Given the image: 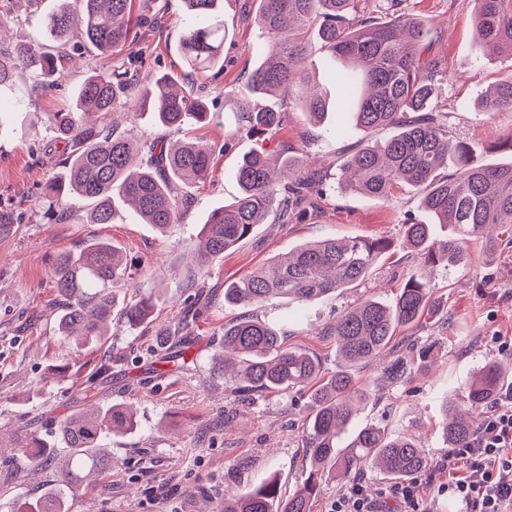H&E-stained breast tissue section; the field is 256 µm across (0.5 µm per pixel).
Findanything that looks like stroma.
Returning <instances> with one entry per match:
<instances>
[{
	"mask_svg": "<svg viewBox=\"0 0 512 512\" xmlns=\"http://www.w3.org/2000/svg\"><path fill=\"white\" fill-rule=\"evenodd\" d=\"M57 5L58 0H0V48L13 51L44 41L42 20ZM403 6L443 30L429 52L443 60L449 78L437 87L434 100L450 112L456 135L481 163L512 161V154L488 149L490 142L512 134V111L487 115L476 108L487 88L512 72V57L493 51L478 37L471 0H404ZM181 16V0H168L167 23L130 45L141 72L182 71ZM224 20L230 30L224 68L194 84L208 97L216 119L191 130L217 147L214 177L192 187L191 206L163 235L152 225L138 223L122 204L109 224L88 223V205L79 199L73 200L70 217L62 224L43 223L35 213L43 185L61 172L58 156L46 152L54 138L50 119L73 105L87 75L108 66V58L88 46L63 61L54 86L45 87L36 72L24 69L12 88L0 90L5 99L19 90L28 95L24 108L0 114V203L24 216L12 234L0 238V492L19 485L35 497L58 481L51 466L37 475L17 473L18 453L12 444L19 430L56 448L58 416L80 404L117 403L132 408L137 426L105 440L112 469L100 487L71 498L70 512H224L225 493H243L270 479L281 495H288L311 468L305 448L309 393H266L247 400L232 382L213 374L211 358L221 349L224 325L241 313L225 304V285L312 240H389L391 249L362 287L307 304L277 298L256 309L262 319L282 328L286 345L312 354L323 371L331 372L338 359L336 340L327 329L339 312L370 296L394 299L417 263L401 240L405 218L432 221L421 205L420 189L402 187L389 201L336 191L321 201L310 220L257 225L249 238L188 282L202 223L210 211L237 195L236 168L255 147L246 138L228 145L224 137L236 125L231 101L248 95L249 75L264 57L263 42L254 26L241 21L239 0H224ZM313 63L318 89L330 102L322 126H313L286 96L267 100L284 114L268 148L293 158L303 173L335 162L349 143L382 137L381 132L357 128L346 137L335 135L337 123L350 121L341 110L343 91L336 80L341 63L320 50ZM20 129L26 130V139L17 138ZM95 239L111 241L134 266L119 299L153 288L159 300L149 325L132 330L116 322L105 343L75 347L56 332L60 305L52 267L57 256ZM469 254L468 266L440 271L432 281L440 315L421 327L400 329L391 352L354 369L371 400L358 411L353 426L380 424L421 440L428 467L413 484L422 512L459 510L448 497V472L442 466L448 447L438 428L440 404L458 398L485 358H497L512 370V353L501 352L497 343L498 337L512 336V248L490 255L473 241ZM197 295L211 303L190 334L165 336V328L177 322ZM394 352L412 361L413 371L391 386L383 368ZM356 480L383 512H397L391 482L370 470L354 479L325 482L312 512H330L336 497Z\"/></svg>",
	"mask_w": 512,
	"mask_h": 512,
	"instance_id": "stroma-1",
	"label": "stroma"
}]
</instances>
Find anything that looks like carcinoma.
Returning a JSON list of instances; mask_svg holds the SVG:
<instances>
[{"label":"carcinoma","instance_id":"obj_1","mask_svg":"<svg viewBox=\"0 0 512 512\" xmlns=\"http://www.w3.org/2000/svg\"><path fill=\"white\" fill-rule=\"evenodd\" d=\"M358 0H245L242 15L254 24L265 44V55L250 74L252 98L234 102L238 126L234 136L263 141L273 136L283 115L261 100L279 93L302 105L319 123L326 101L312 87L307 66L318 46L344 63L338 79L346 88L343 111L366 130L393 129L381 141L363 144L336 164L338 183L378 200H389L403 185L423 191L422 205L434 224L452 226L443 239L432 237L433 224L405 222L403 240L416 252L422 268L411 273L391 301L368 298L336 318L329 334L336 337L338 369L321 377L316 357L283 345L281 329L254 314L253 307L275 298L310 302L364 283L380 257L391 247L382 238H327L306 242L276 257L224 288V302L245 311L224 325V354L213 357L211 368L234 372L238 389L247 397L269 391L288 392L313 386L306 452L311 470L301 487L278 503L272 482L224 499V512H310L325 474L346 476L354 471H377L392 480L412 479L425 471L421 445L406 435H394L378 424H366L350 436L345 449L340 439L356 406L368 395L356 385L353 367L374 359L386 349L401 327L418 326L435 311L427 271L442 266L463 267L469 262L468 242L479 240L492 253L512 239L496 237L495 227L512 232V162L484 165L467 143L451 134L449 113L430 105L436 87L448 74L441 59L421 62L426 46L440 38L430 23L400 8L402 0H386L391 19L375 23L361 17ZM185 26L181 40L183 70L140 75L131 63L114 57L128 42L166 23L155 12L133 16V0H60L58 9L44 18L50 41L63 46L56 53L28 46L16 53L0 50V88L12 85L18 70L33 69L43 77L59 73L63 51L76 50V23L80 35L102 55L112 57L103 72H93L81 84L74 107L53 116L55 140L63 172L49 181L40 196L44 217L61 223L72 197L89 202L90 223L110 224L114 200L120 198L142 224L159 231L178 222L191 203L186 188L209 179L214 172L211 144L168 138L142 141L118 132L106 118L137 102L139 114L148 113L172 133L190 120L208 123L212 112L201 96L187 92L194 79L224 59L230 36L224 23V0H182ZM474 26L482 41L512 54V0H472ZM512 109V75L503 76L494 91L481 99V111ZM239 194L212 210L200 230L198 268L221 258L258 224L276 213L301 223L328 185L301 176L288 161L272 158L265 149L242 157L236 171ZM23 219L14 208L0 206V237ZM127 261L107 241L87 243L78 252L59 258L53 267L54 287L61 300L57 332L78 345L101 343L111 336L112 316L129 325H148L158 302L154 292L118 303L116 288L125 276ZM410 365L399 355L384 370L390 384L402 381ZM509 372L488 359L476 372L458 403L445 404L439 427L450 448H463L475 434L474 415L492 402L508 384ZM136 424L122 404L85 407L61 416L59 427L65 448L47 447L36 436H19L16 446L27 470L41 469L49 458L60 474L61 486L30 499L17 492L0 502L5 512H68L69 493L92 474L112 469V459L98 452L114 433Z\"/></svg>","mask_w":512,"mask_h":512}]
</instances>
